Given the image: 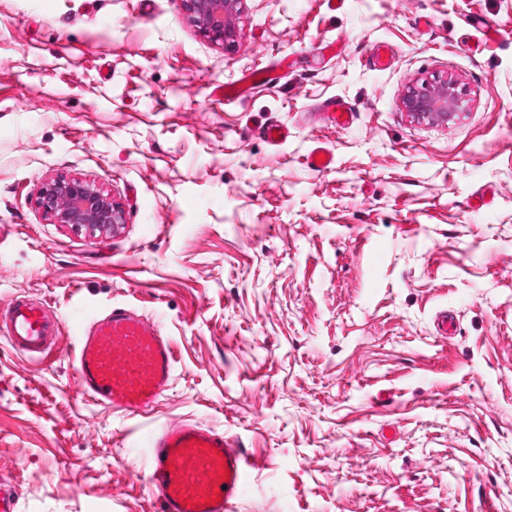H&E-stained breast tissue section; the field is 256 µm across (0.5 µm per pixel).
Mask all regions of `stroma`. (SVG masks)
I'll return each instance as SVG.
<instances>
[{
	"label": "stroma",
	"instance_id": "1",
	"mask_svg": "<svg viewBox=\"0 0 512 512\" xmlns=\"http://www.w3.org/2000/svg\"><path fill=\"white\" fill-rule=\"evenodd\" d=\"M262 69L277 81L225 104ZM436 77L464 94L446 125L401 105ZM318 147L331 169L308 167ZM57 176L103 184L122 227L45 219ZM16 296L62 320L40 360L0 335L16 512H153L138 437L180 423L255 461L237 512H512V0H246L230 50L182 0H0V304ZM115 305L176 351L141 417L74 378L78 324ZM323 112H327L332 121L339 127H349L353 121L355 112L346 104L336 99L326 100L322 105Z\"/></svg>",
	"mask_w": 512,
	"mask_h": 512
}]
</instances>
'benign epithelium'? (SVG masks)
<instances>
[{
  "instance_id": "benign-epithelium-1",
  "label": "benign epithelium",
  "mask_w": 512,
  "mask_h": 512,
  "mask_svg": "<svg viewBox=\"0 0 512 512\" xmlns=\"http://www.w3.org/2000/svg\"><path fill=\"white\" fill-rule=\"evenodd\" d=\"M188 20L213 42L235 44L237 22L245 0H182ZM463 105L457 83L444 80L411 85L402 107L416 119L447 125ZM37 207L55 224H65L92 235H107L124 223L122 207L103 185L80 177L58 176L44 181L37 191Z\"/></svg>"
}]
</instances>
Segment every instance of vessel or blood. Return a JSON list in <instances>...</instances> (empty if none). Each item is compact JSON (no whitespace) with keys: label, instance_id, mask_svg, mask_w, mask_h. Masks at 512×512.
<instances>
[{"label":"vessel or blood","instance_id":"1","mask_svg":"<svg viewBox=\"0 0 512 512\" xmlns=\"http://www.w3.org/2000/svg\"><path fill=\"white\" fill-rule=\"evenodd\" d=\"M60 328L58 317L23 298L0 307V335L19 353L41 359ZM176 364L174 348L150 319L116 305L78 329L75 379L88 399L130 415L165 399ZM147 483L154 512H237L254 465L222 432L192 424L145 431Z\"/></svg>","mask_w":512,"mask_h":512}]
</instances>
